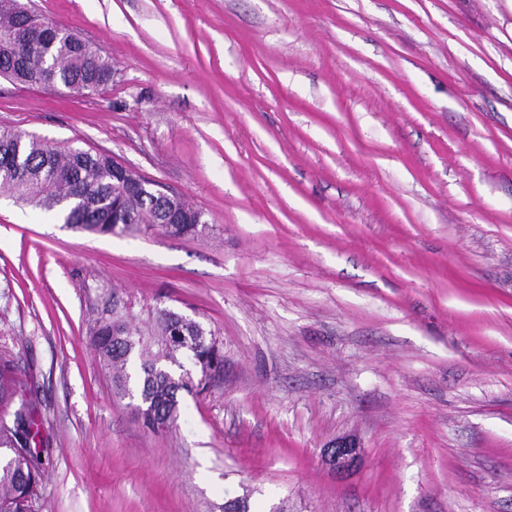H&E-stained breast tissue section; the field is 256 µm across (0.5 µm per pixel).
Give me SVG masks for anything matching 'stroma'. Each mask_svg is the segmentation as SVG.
Returning <instances> with one entry per match:
<instances>
[{"label": "stroma", "instance_id": "35a3bbf8", "mask_svg": "<svg viewBox=\"0 0 512 512\" xmlns=\"http://www.w3.org/2000/svg\"><path fill=\"white\" fill-rule=\"evenodd\" d=\"M25 2L116 74L0 77V128L208 224L101 235L0 192V360L36 400L46 512H512V0ZM112 306L224 351L169 429L98 364ZM115 167L122 172L124 179L122 180V188L126 189L129 194L132 195H166V193H163L157 189L154 188L155 184L151 181H148L141 176L134 177L131 176V174L127 172H134L131 170L127 165L124 163L114 159ZM329 464L340 472L348 471L357 460V448L350 441H338L326 450Z\"/></svg>", "mask_w": 512, "mask_h": 512}]
</instances>
